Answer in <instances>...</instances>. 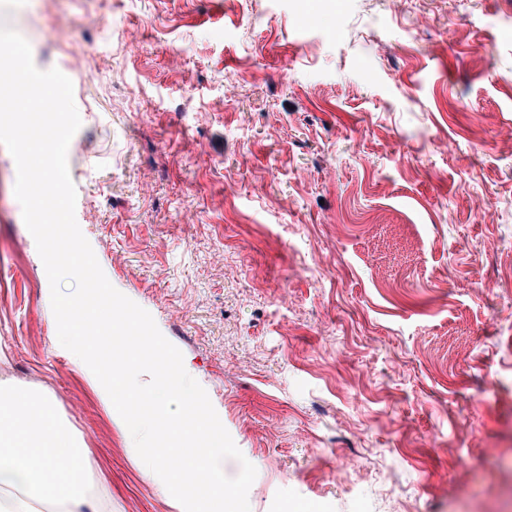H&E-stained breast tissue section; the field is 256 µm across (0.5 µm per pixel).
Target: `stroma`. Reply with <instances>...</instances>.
<instances>
[{
  "label": "stroma",
  "mask_w": 512,
  "mask_h": 512,
  "mask_svg": "<svg viewBox=\"0 0 512 512\" xmlns=\"http://www.w3.org/2000/svg\"><path fill=\"white\" fill-rule=\"evenodd\" d=\"M0 20L72 81L77 223L255 466L251 512H512V0H0ZM54 23L85 58L38 44ZM16 178L0 145V388L53 399L101 512H174L59 344Z\"/></svg>",
  "instance_id": "1"
}]
</instances>
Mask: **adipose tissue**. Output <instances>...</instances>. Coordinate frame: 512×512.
<instances>
[{
  "label": "adipose tissue",
  "mask_w": 512,
  "mask_h": 512,
  "mask_svg": "<svg viewBox=\"0 0 512 512\" xmlns=\"http://www.w3.org/2000/svg\"><path fill=\"white\" fill-rule=\"evenodd\" d=\"M100 512L86 485L81 443L58 423L49 398L0 393V512Z\"/></svg>",
  "instance_id": "obj_1"
}]
</instances>
